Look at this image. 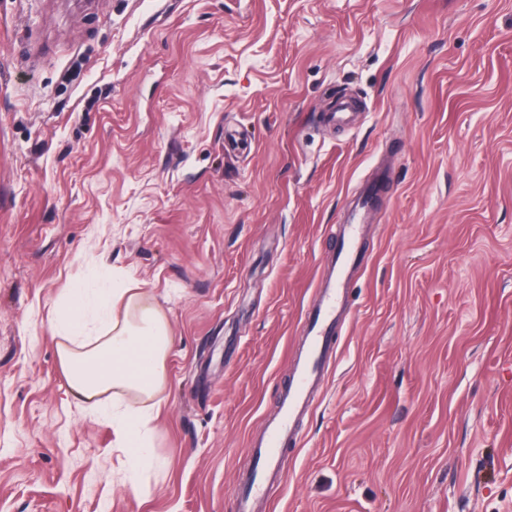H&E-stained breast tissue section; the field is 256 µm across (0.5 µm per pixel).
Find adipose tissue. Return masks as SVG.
I'll use <instances>...</instances> for the list:
<instances>
[{"label": "adipose tissue", "instance_id": "obj_1", "mask_svg": "<svg viewBox=\"0 0 512 512\" xmlns=\"http://www.w3.org/2000/svg\"><path fill=\"white\" fill-rule=\"evenodd\" d=\"M57 329L64 339L59 367L73 400L104 413L116 447L138 465L154 467L149 437L173 342L164 311L148 293L121 281L99 291L73 288L59 308ZM126 392L140 405L124 403ZM106 393L111 401H103Z\"/></svg>", "mask_w": 512, "mask_h": 512}]
</instances>
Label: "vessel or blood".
I'll return each mask as SVG.
<instances>
[{"label":"vessel or blood","instance_id":"1","mask_svg":"<svg viewBox=\"0 0 512 512\" xmlns=\"http://www.w3.org/2000/svg\"><path fill=\"white\" fill-rule=\"evenodd\" d=\"M385 181L372 183L356 200L342 225L333 279L319 290L305 318L302 356L294 366L293 381L281 398L276 417L262 435L250 442L257 467L234 500V512H256L267 502L271 484L281 482L280 460L288 445L301 439L300 423L311 407V397L324 380L325 361L336 347L337 316L346 302L351 272L364 262L361 228L383 197Z\"/></svg>","mask_w":512,"mask_h":512}]
</instances>
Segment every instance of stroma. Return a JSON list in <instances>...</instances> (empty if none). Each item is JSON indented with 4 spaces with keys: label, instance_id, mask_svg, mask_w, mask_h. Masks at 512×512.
Listing matches in <instances>:
<instances>
[{
    "label": "stroma",
    "instance_id": "stroma-1",
    "mask_svg": "<svg viewBox=\"0 0 512 512\" xmlns=\"http://www.w3.org/2000/svg\"><path fill=\"white\" fill-rule=\"evenodd\" d=\"M383 166L266 512H512V0H0V512H226ZM116 278L174 336L161 470L59 368Z\"/></svg>",
    "mask_w": 512,
    "mask_h": 512
}]
</instances>
